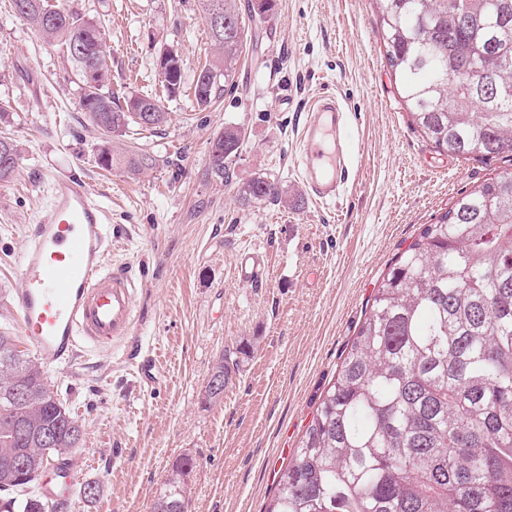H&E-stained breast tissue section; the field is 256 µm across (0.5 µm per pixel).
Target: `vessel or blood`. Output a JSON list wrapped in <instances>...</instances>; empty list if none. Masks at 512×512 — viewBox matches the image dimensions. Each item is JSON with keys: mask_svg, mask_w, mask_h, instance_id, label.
Listing matches in <instances>:
<instances>
[{"mask_svg": "<svg viewBox=\"0 0 512 512\" xmlns=\"http://www.w3.org/2000/svg\"><path fill=\"white\" fill-rule=\"evenodd\" d=\"M301 171L315 202L335 197L354 174L356 143L335 95L312 98L301 130ZM112 242L106 212L92 185L72 174L57 178L51 204L28 234L18 265L21 288L8 305L32 353L49 363H71L84 349L125 342L139 318L138 281L128 267L107 262ZM238 279L254 287L267 278L264 253L245 249L236 258ZM57 462H48L38 489L53 512H65L72 492L55 484Z\"/></svg>", "mask_w": 512, "mask_h": 512, "instance_id": "b4317fda", "label": "vessel or blood"}]
</instances>
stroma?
<instances>
[{
    "label": "stroma",
    "mask_w": 512,
    "mask_h": 512,
    "mask_svg": "<svg viewBox=\"0 0 512 512\" xmlns=\"http://www.w3.org/2000/svg\"><path fill=\"white\" fill-rule=\"evenodd\" d=\"M106 34L113 83L158 90V50L175 46L193 79L211 42L197 0H62ZM373 0H275L248 19L245 67L212 107L166 101L168 123L137 135L154 169L137 175L96 162L100 133L77 105L79 76L60 43L30 35L0 0V137L16 140L18 170L0 185V332L18 335L8 298L21 286L26 231L48 209L56 178L76 173L105 206L111 261L142 281L140 320L109 352L45 365L51 390L83 426L68 457L77 484L101 485L76 512H151L178 457L194 459L189 512H265L356 336L382 278L424 225L460 193L512 170L506 157L438 152L410 126L374 22ZM336 94L358 127V173L317 203L299 172L311 99ZM238 126L245 141L228 179L208 171L212 136ZM265 177L300 197L241 204ZM265 252L268 279L237 280V253ZM233 371L207 401L213 364ZM154 359L147 387L137 373Z\"/></svg>",
    "instance_id": "1"
}]
</instances>
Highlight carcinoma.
I'll list each match as a JSON object with an SVG mask.
<instances>
[{
  "label": "carcinoma",
  "mask_w": 512,
  "mask_h": 512,
  "mask_svg": "<svg viewBox=\"0 0 512 512\" xmlns=\"http://www.w3.org/2000/svg\"><path fill=\"white\" fill-rule=\"evenodd\" d=\"M388 65L410 123L438 151L469 158L512 156V0H373ZM213 54L194 78V107L236 85L243 36L217 32L224 12L244 30L237 0H198ZM16 15L47 42L59 41L80 75L78 106L100 131L98 164L140 174L149 152L115 145L167 122L161 96L112 85L101 27L52 0H13ZM161 72L172 97L181 57ZM94 74L87 77V68ZM153 120H139L143 109ZM208 158L222 180L242 145L237 127L212 139ZM20 159L0 137V183ZM288 198L264 177L239 190L245 204ZM83 427L57 398L40 362L0 335V482L15 458L30 465L79 447ZM194 462L176 460L153 512H180ZM0 512H49L41 496L4 492ZM265 512H512V173L462 193L383 277L333 383L320 396L295 459L280 474Z\"/></svg>",
  "instance_id": "carcinoma-1"
}]
</instances>
